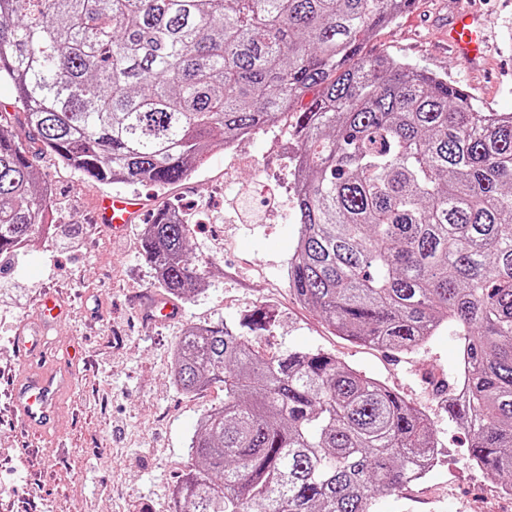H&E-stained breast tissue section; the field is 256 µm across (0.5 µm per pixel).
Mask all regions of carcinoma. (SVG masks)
Instances as JSON below:
<instances>
[{
	"mask_svg": "<svg viewBox=\"0 0 512 512\" xmlns=\"http://www.w3.org/2000/svg\"><path fill=\"white\" fill-rule=\"evenodd\" d=\"M412 0H0V255L49 206L24 148L104 185L185 180L206 153L295 115L299 235L288 287L341 336L392 353L448 324L467 374L448 419L512 488V113L362 53ZM189 223L159 210L142 248L157 287L205 279ZM176 381L224 386L201 417L175 512H372L439 460L428 417L321 349L268 356L224 325L190 326Z\"/></svg>",
	"mask_w": 512,
	"mask_h": 512,
	"instance_id": "carcinoma-1",
	"label": "carcinoma"
}]
</instances>
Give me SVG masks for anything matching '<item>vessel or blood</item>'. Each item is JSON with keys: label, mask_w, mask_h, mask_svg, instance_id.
<instances>
[{"label": "vessel or blood", "mask_w": 512, "mask_h": 512, "mask_svg": "<svg viewBox=\"0 0 512 512\" xmlns=\"http://www.w3.org/2000/svg\"><path fill=\"white\" fill-rule=\"evenodd\" d=\"M444 37L453 56L462 58L472 66H480L487 48L485 24L475 12L458 13L446 25ZM139 217L135 201L115 195L103 201L97 212V221L112 233L121 234L135 224ZM179 307L167 297L153 298L142 310L150 321H171L178 318ZM65 372L43 367L22 375L14 384L12 403L15 413L29 427L46 428L57 399L68 385Z\"/></svg>", "instance_id": "vessel-or-blood-1"}]
</instances>
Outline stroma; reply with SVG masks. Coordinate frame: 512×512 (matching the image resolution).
<instances>
[{"label":"stroma","instance_id":"stroma-1","mask_svg":"<svg viewBox=\"0 0 512 512\" xmlns=\"http://www.w3.org/2000/svg\"><path fill=\"white\" fill-rule=\"evenodd\" d=\"M474 10L494 34L481 69L449 58L445 19ZM512 0H412L392 25L365 45L369 55L407 59L448 76L480 109L512 113ZM293 118L215 151L186 179L165 189L103 185L83 178L25 140L41 181L52 192L53 222L9 259L0 261V512H174L173 488L185 473L199 418L224 401L214 384L183 392L174 353L194 324L238 327L257 310L271 319L258 333L268 354L322 349L383 382L426 414L441 460L420 481L377 496L373 512H512L497 477L474 467L466 434L448 419L444 388L453 381L461 340L445 327L409 353L393 354L337 335L288 287V261L299 224L293 191L299 150ZM120 193L141 205L121 236L95 222L101 198ZM170 206L191 222L189 250L207 268L200 291L169 324L142 319L155 294L142 251L147 224ZM65 316L47 331L51 357L74 380L58 399L54 423L34 431L15 416L7 388L26 369L15 338L38 322L45 292Z\"/></svg>","mask_w":512,"mask_h":512}]
</instances>
